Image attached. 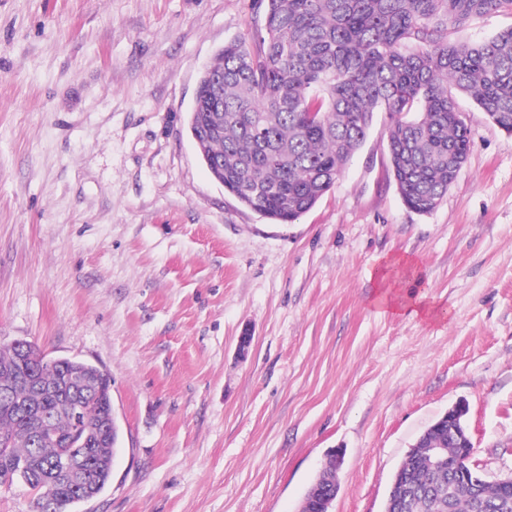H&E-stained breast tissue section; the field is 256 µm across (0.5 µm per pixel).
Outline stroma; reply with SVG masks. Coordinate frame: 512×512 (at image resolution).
I'll return each mask as SVG.
<instances>
[{"label":"stroma","instance_id":"1","mask_svg":"<svg viewBox=\"0 0 512 512\" xmlns=\"http://www.w3.org/2000/svg\"><path fill=\"white\" fill-rule=\"evenodd\" d=\"M253 0H0V343L104 368L112 479L76 512H383L412 444L463 404L472 464L512 474V134L453 99L470 150L428 213L385 113L296 223L242 206L188 128ZM412 260L446 320L376 311ZM252 343L239 351L244 332ZM328 457L329 460L326 466L321 469L315 482L305 491L300 502V510L323 512L324 498L335 494L336 488L332 480V473L335 466L336 473L341 467V457L338 454H336V457L335 454H331ZM305 504H308L309 507L305 508Z\"/></svg>","mask_w":512,"mask_h":512}]
</instances>
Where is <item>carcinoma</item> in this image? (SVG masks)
Returning a JSON list of instances; mask_svg holds the SVG:
<instances>
[{"label": "carcinoma", "instance_id": "carcinoma-1", "mask_svg": "<svg viewBox=\"0 0 512 512\" xmlns=\"http://www.w3.org/2000/svg\"><path fill=\"white\" fill-rule=\"evenodd\" d=\"M261 24L224 44L201 81L189 131L201 160L224 162V189L280 224L315 206L364 144L374 113L389 118L391 175L404 204L428 212L448 192L469 151L468 130L448 89L468 95L512 133V26L476 42L453 33L471 21L512 15V0H255ZM0 351V487L21 484L34 512H72L112 477L120 427L112 381L98 374L86 398L99 421L82 447L66 439L75 409L74 365H49L27 343ZM435 449L417 443L395 472L389 512H512V485L475 473L438 419ZM335 455L300 505L324 512L336 492Z\"/></svg>", "mask_w": 512, "mask_h": 512}]
</instances>
